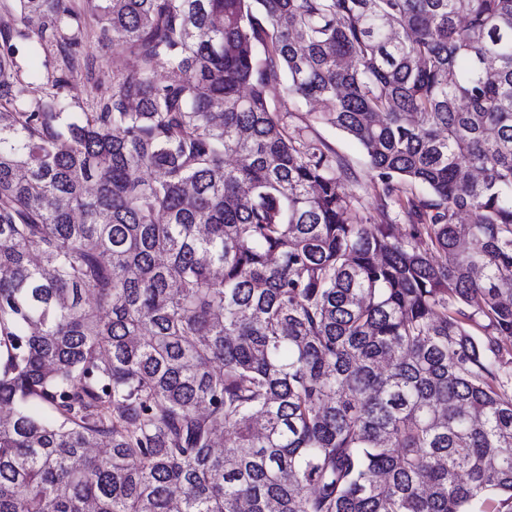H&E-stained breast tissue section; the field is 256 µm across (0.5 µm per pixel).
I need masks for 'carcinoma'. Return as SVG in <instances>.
I'll use <instances>...</instances> for the list:
<instances>
[{
  "instance_id": "cac0c4a2",
  "label": "carcinoma",
  "mask_w": 512,
  "mask_h": 512,
  "mask_svg": "<svg viewBox=\"0 0 512 512\" xmlns=\"http://www.w3.org/2000/svg\"><path fill=\"white\" fill-rule=\"evenodd\" d=\"M0 12V512H512V0ZM80 52L92 68V75L82 67L71 77L65 91L71 105V112H83V109H87L96 94L93 88L96 79L112 80L113 59L117 53L121 57L123 66L130 62V55L125 47L115 46L112 41L101 42L96 35L82 43ZM307 133L309 137L327 144L337 155L349 162L353 177L347 182L346 191L359 200V213L364 223L374 224L377 179L359 145L343 133L325 125L313 124Z\"/></svg>"
}]
</instances>
